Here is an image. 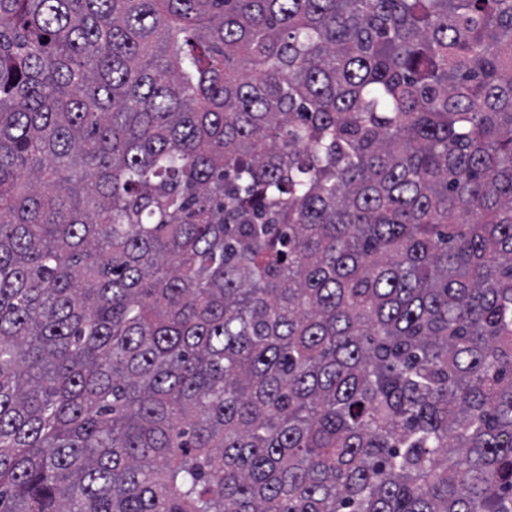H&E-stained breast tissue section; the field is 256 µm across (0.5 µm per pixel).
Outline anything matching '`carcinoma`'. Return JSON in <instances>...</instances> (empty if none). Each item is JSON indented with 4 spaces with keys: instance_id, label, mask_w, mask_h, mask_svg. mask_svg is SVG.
<instances>
[{
    "instance_id": "carcinoma-1",
    "label": "carcinoma",
    "mask_w": 512,
    "mask_h": 512,
    "mask_svg": "<svg viewBox=\"0 0 512 512\" xmlns=\"http://www.w3.org/2000/svg\"><path fill=\"white\" fill-rule=\"evenodd\" d=\"M0 512H512V0H0Z\"/></svg>"
}]
</instances>
